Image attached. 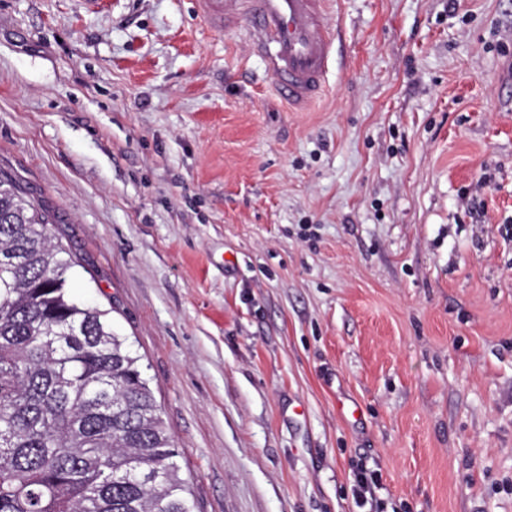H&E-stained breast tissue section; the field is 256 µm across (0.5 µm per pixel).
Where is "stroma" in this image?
<instances>
[{
  "label": "stroma",
  "instance_id": "1",
  "mask_svg": "<svg viewBox=\"0 0 512 512\" xmlns=\"http://www.w3.org/2000/svg\"><path fill=\"white\" fill-rule=\"evenodd\" d=\"M310 109L193 0H0V169L197 512H512V0H330ZM375 482L372 478H368L366 473H359L355 479L354 496L359 507H365L368 503L370 504L369 512L372 511L377 505V500L374 497Z\"/></svg>",
  "mask_w": 512,
  "mask_h": 512
}]
</instances>
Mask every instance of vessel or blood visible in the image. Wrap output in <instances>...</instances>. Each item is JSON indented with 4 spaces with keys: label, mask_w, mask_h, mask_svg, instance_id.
Wrapping results in <instances>:
<instances>
[{
    "label": "vessel or blood",
    "mask_w": 512,
    "mask_h": 512,
    "mask_svg": "<svg viewBox=\"0 0 512 512\" xmlns=\"http://www.w3.org/2000/svg\"><path fill=\"white\" fill-rule=\"evenodd\" d=\"M207 25L244 26L278 97L304 110L321 98L335 55L328 0H195Z\"/></svg>",
    "instance_id": "1"
}]
</instances>
